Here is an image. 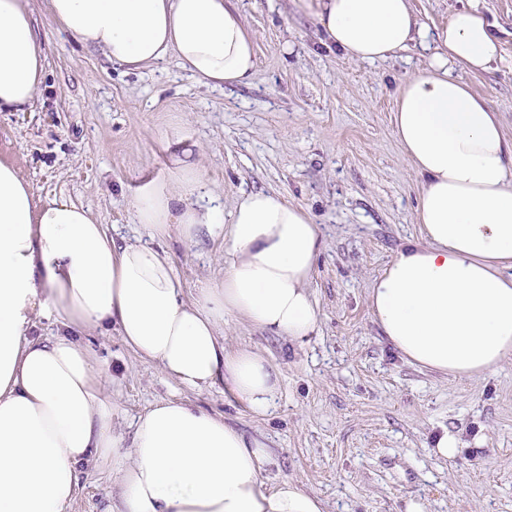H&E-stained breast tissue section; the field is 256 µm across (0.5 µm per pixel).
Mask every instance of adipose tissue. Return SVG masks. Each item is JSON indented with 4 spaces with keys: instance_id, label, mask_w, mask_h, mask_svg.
Returning a JSON list of instances; mask_svg holds the SVG:
<instances>
[{
    "instance_id": "1",
    "label": "adipose tissue",
    "mask_w": 512,
    "mask_h": 512,
    "mask_svg": "<svg viewBox=\"0 0 512 512\" xmlns=\"http://www.w3.org/2000/svg\"><path fill=\"white\" fill-rule=\"evenodd\" d=\"M327 45L357 62L418 46L427 62L395 92L394 133L419 183L418 238L374 277L375 323L403 359L444 376L484 377L512 360V141L503 118L464 75L501 45L475 7L429 25L410 0H299ZM50 25L112 64L142 70L175 57L208 87L256 72L246 19L233 0H47ZM44 50L29 0H0V112L39 94ZM185 135L167 178L141 185L133 219L152 238L224 245L222 275L186 298L171 259L152 243H117L87 208L35 204L19 170L0 161V512H65L80 465L111 460L114 512H326L291 480L268 483L266 444L186 402L154 404L131 439L112 426L89 348L70 338L115 328L140 358L192 389L224 382L254 414L272 412L277 369L228 348L224 326L248 323L302 344L318 333L309 290L322 238L310 212L275 191L225 209ZM59 332L28 338L36 317Z\"/></svg>"
}]
</instances>
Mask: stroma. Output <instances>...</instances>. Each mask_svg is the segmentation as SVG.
Returning a JSON list of instances; mask_svg holds the SVG:
<instances>
[{
    "label": "stroma",
    "instance_id": "35a3bbf8",
    "mask_svg": "<svg viewBox=\"0 0 512 512\" xmlns=\"http://www.w3.org/2000/svg\"><path fill=\"white\" fill-rule=\"evenodd\" d=\"M475 4L495 24L503 58L468 74L501 112L512 140V0H411L431 25ZM257 46L249 84L203 86L175 59L134 73L60 31L37 27L47 56L41 92L24 112H0V160L29 182L35 203L65 196L90 209L116 240L146 238L132 197L164 176L166 136L182 130L201 148L210 186L232 207L242 193L276 191L305 207L323 248L310 290L316 336L302 345L243 322L228 347L261 351L280 373L276 410L253 414L223 383L196 390L131 352L114 330L79 334L94 354L112 424L130 436L157 402L187 401L262 437L276 455L269 479H292L326 512H512V362L495 375L452 379L405 362L374 323L368 289L407 240L417 238L418 186L393 133L394 92L424 63L416 47L354 62L324 45L297 0H236ZM193 298L222 272L208 239L161 241ZM458 435L453 458L432 453L442 430ZM483 447H473L476 435ZM112 464L83 465L66 512H112Z\"/></svg>",
    "mask_w": 512,
    "mask_h": 512
}]
</instances>
